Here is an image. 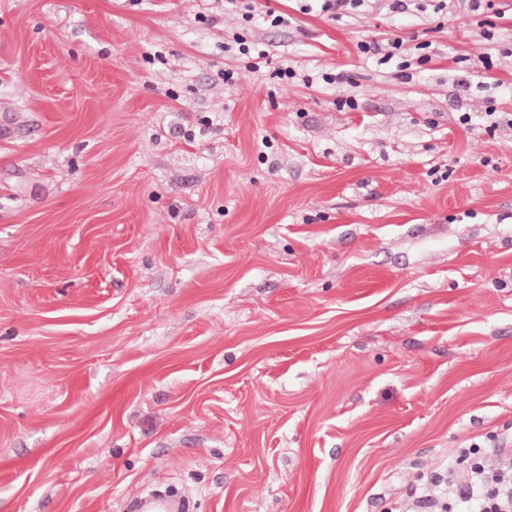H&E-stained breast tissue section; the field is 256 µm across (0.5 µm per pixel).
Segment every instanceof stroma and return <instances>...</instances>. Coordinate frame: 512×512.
Returning <instances> with one entry per match:
<instances>
[{"instance_id": "obj_1", "label": "stroma", "mask_w": 512, "mask_h": 512, "mask_svg": "<svg viewBox=\"0 0 512 512\" xmlns=\"http://www.w3.org/2000/svg\"><path fill=\"white\" fill-rule=\"evenodd\" d=\"M492 3L0 0V512H436L512 439ZM394 37L403 71L357 49Z\"/></svg>"}]
</instances>
